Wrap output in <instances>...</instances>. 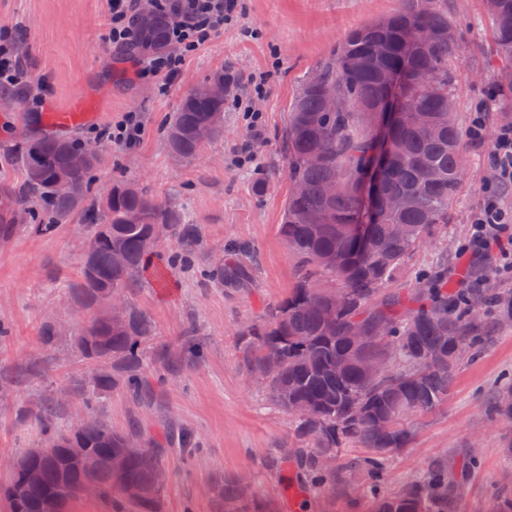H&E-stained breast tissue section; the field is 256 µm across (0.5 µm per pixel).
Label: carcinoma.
<instances>
[{
	"mask_svg": "<svg viewBox=\"0 0 512 512\" xmlns=\"http://www.w3.org/2000/svg\"><path fill=\"white\" fill-rule=\"evenodd\" d=\"M403 0L393 14L348 34L314 68L319 82L309 77L299 83L288 105L284 130L285 172L289 184L299 183V194L288 189L279 233L297 263L296 283L279 302L269 307L264 319L247 326L239 337V349L247 371L265 368L272 381L266 390L288 414L297 405L309 407L305 417H295L299 448L283 449L302 478L300 492L309 483L329 479L344 483L352 472L324 464L349 444L369 449L354 470L371 481L372 512H448L452 486L448 473L438 466L411 481L394 495L382 492L385 460L411 447V418L432 412L448 402L459 369L428 363L423 353L437 346L448 356L467 350L475 360L492 336L497 321L488 320L482 307L492 304L497 315L512 314V299L485 287L473 274L471 288L448 290V268L439 262L407 292L390 291L388 281L405 261L448 224V204L465 177L463 141L468 137L448 111L452 93V61L461 50L462 37L448 19L444 0ZM498 52L512 63V0H485ZM172 14L148 0L136 19L138 37L134 50L162 53L169 49L167 34ZM394 73L401 82V106L389 123L390 147L381 161L377 181L378 206L366 217V175L376 161L378 124L390 94L385 76ZM213 80L224 81V97L205 100L186 94L164 128L170 153L181 160L196 158L202 146L224 137V112L240 80L217 71ZM89 144L64 133L28 127L13 154L22 173L20 189L0 200V240L25 230L54 234L82 212L81 224L91 251L83 255L79 281L72 288L78 303L95 307L110 290L127 296L148 255L155 226L167 228L168 237L180 240L191 263L197 230L182 222L176 206L127 182L111 184L108 198L84 206L92 190V172L99 159L83 167L71 165L73 157ZM65 176L76 186L73 194L54 190L55 180ZM403 197L410 204L392 209L388 201ZM138 217L132 222L131 217ZM369 224L365 243L354 225ZM125 257L121 267L112 264V253ZM236 247L209 278L228 288H239L249 279ZM342 263L330 266L327 259ZM342 290L347 304L331 311L332 295ZM384 326L380 342L365 343L375 328ZM155 335L152 319L131 304L120 322L83 327L73 338L80 356L102 367L85 404L98 394L122 388L136 397L147 392L141 369L147 343ZM190 348V338L176 346H163L154 357L179 360ZM345 362L336 373L331 365ZM363 361H382L385 371L367 376ZM361 406L364 416L352 409ZM492 414L512 420V384L504 387L490 406ZM42 446L30 448L14 460L7 481L0 483V499L9 512H42L53 497L59 512L79 498L77 489L91 483L96 499L110 512H162L159 492L146 497L120 498L114 493L113 460L122 457V479L150 489L164 468L163 451L142 446L126 451L129 438L140 436L138 425L123 431L97 421L71 430H60L56 409L46 405L40 414ZM88 449L96 458L89 471L69 454L72 444ZM31 468L40 471L37 485L23 482ZM217 512H277L274 499L241 498L237 479H226L211 488Z\"/></svg>",
	"mask_w": 512,
	"mask_h": 512,
	"instance_id": "1",
	"label": "carcinoma"
}]
</instances>
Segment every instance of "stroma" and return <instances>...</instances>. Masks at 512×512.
I'll return each instance as SVG.
<instances>
[{
	"label": "stroma",
	"instance_id": "35a3bbf8",
	"mask_svg": "<svg viewBox=\"0 0 512 512\" xmlns=\"http://www.w3.org/2000/svg\"><path fill=\"white\" fill-rule=\"evenodd\" d=\"M238 23L225 27L187 59L166 92L155 77H135L120 53L103 46L109 24L108 0H0V29L18 38L17 49L31 75L24 101L0 93V194L21 183L17 166L4 163L18 139L21 112L51 120L54 113L83 99L88 116L71 133L98 143L102 161L95 184L117 179L147 189L176 205L186 223L200 231L194 245L197 266L171 261L181 245L161 240L145 265L131 302L154 321V344L174 343L193 329L200 352L183 370L168 371L149 361L150 379L164 377L161 390L135 400L119 389L94 406L98 419L115 430L137 421L145 439L187 431L199 444L190 454L165 448L172 475L164 492V512H213L207 493L220 478H250L256 498L281 488L288 472L279 463L282 448L293 443L291 417L269 394L251 386L239 353V334L279 301L295 282V261L283 242L288 182L283 134L287 108L300 81L353 29L397 11L401 0H243ZM448 18L464 33L466 52L455 65L457 118L469 125L476 106L500 101L507 90L504 64L484 0H447ZM232 69L240 78L238 95L263 115V137L254 143L257 160L249 167L235 161L250 139L242 112L224 114L223 139L206 143L197 159L172 157L162 126L186 93L214 72ZM266 78L267 93L251 95L249 80ZM141 113L142 140L126 147L98 140V129L124 113ZM503 121L489 113L485 141L468 145L465 178L448 207V229L424 247L391 278L390 287L407 290L438 260L448 266L449 287H459V248L470 232L473 211L482 202L481 186L490 179L487 154ZM268 186L256 192L257 172ZM234 245L249 246L244 260L251 278L231 290L205 279L203 270L224 259ZM85 234L67 224L51 236L24 231L0 242V461L20 456L41 443L38 410L58 402L60 424L82 410L79 387L92 369L72 344L76 329L90 321L70 290L77 282ZM54 320L63 334L44 351L40 332ZM512 381V320L501 322L481 357L462 364L447 404L416 417L410 448L387 462L383 490L393 494L438 463L455 485L449 512H496L500 496L512 497V422L491 417L490 402L505 381ZM475 459L473 469L462 464ZM368 480L353 473L344 485H324L308 497L317 512H368Z\"/></svg>",
	"mask_w": 512,
	"mask_h": 512
}]
</instances>
